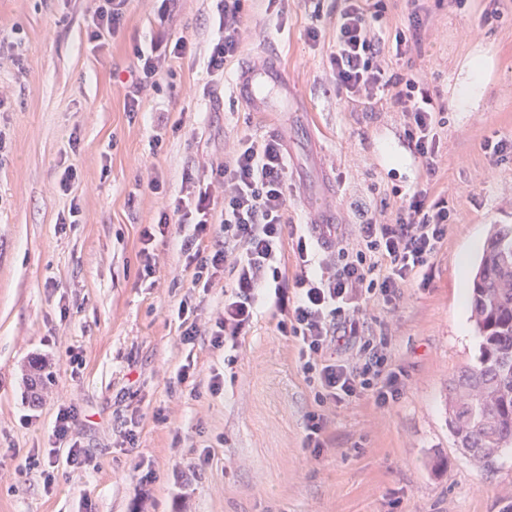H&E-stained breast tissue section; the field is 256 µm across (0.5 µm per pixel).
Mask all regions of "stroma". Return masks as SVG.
<instances>
[{
	"instance_id": "obj_1",
	"label": "stroma",
	"mask_w": 512,
	"mask_h": 512,
	"mask_svg": "<svg viewBox=\"0 0 512 512\" xmlns=\"http://www.w3.org/2000/svg\"><path fill=\"white\" fill-rule=\"evenodd\" d=\"M419 4L421 49L385 63L441 93L448 123L430 184L457 219L427 282H407L393 305L360 304L403 374L401 396L380 408L367 394L318 403L296 341L268 306L236 348L212 347L231 279L190 289L178 234L156 237L153 276H142L138 256L141 230L179 193L184 169L221 163L242 137L286 134L289 221L332 212L349 239L364 212L396 210L393 189L426 181L403 114L338 93L333 16L313 21L310 0H288L280 16L257 8L240 56L207 94L214 3L180 0L169 27L196 54L131 115V47L159 29L154 0H131L123 31L100 47L87 33L98 0H0V512H512V447L474 460L448 414L461 371L479 364L475 266L490 225H512V152L494 160L484 150L512 140V0H498L499 17L487 21L489 0ZM476 54L489 63L468 105L458 89ZM268 62L286 74L288 107L248 111L232 84L243 65ZM69 167L77 178L66 194ZM151 175L159 191L146 187ZM183 301L201 330L191 344L176 314ZM63 406L75 419L62 443L53 427ZM312 412L326 420L319 450L306 441ZM72 443L82 465L66 461Z\"/></svg>"
}]
</instances>
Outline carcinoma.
<instances>
[{
	"instance_id": "obj_1",
	"label": "carcinoma",
	"mask_w": 512,
	"mask_h": 512,
	"mask_svg": "<svg viewBox=\"0 0 512 512\" xmlns=\"http://www.w3.org/2000/svg\"><path fill=\"white\" fill-rule=\"evenodd\" d=\"M480 364L462 371L451 402L459 447L486 461L512 446V225L495 224L477 265L470 297Z\"/></svg>"
}]
</instances>
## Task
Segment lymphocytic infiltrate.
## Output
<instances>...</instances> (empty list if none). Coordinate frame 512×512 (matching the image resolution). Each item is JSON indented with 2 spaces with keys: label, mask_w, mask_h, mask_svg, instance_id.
Returning <instances> with one entry per match:
<instances>
[{
  "label": "lymphocytic infiltrate",
  "mask_w": 512,
  "mask_h": 512,
  "mask_svg": "<svg viewBox=\"0 0 512 512\" xmlns=\"http://www.w3.org/2000/svg\"><path fill=\"white\" fill-rule=\"evenodd\" d=\"M130 0H99L87 29L90 41L117 36L123 29ZM154 13L162 29L149 45L133 44V64L126 92L127 112L140 111L142 94L173 76L175 61L193 55L186 36L165 31L178 0H155ZM217 35L209 46L206 72L212 81L224 77L228 62L239 56L249 0H215ZM387 9L386 0H341L336 8V42L328 56L338 89L353 102L385 103L406 118L404 135L426 177L436 174L439 131L445 108L427 82L412 72H391L382 65L384 53L403 58L420 47L423 20L411 11L407 29L384 37L376 25ZM288 163L284 137L237 140L222 164L211 167L209 182L192 170L182 175L179 196L161 213L156 226L140 234L142 273L155 272L152 243L167 234L170 225L184 230L180 251L192 268L191 285L208 289L223 272L233 285L224 294V310L210 331L213 347L237 344L254 318L257 302L266 299L279 313L277 329L298 344L301 370L320 388L319 402H345L371 394L376 406H387L400 396V372L373 338L367 337L359 299L377 296L393 304L401 285L429 267L448 237L455 209L444 195H432L429 186L404 193L394 217L384 211L366 215L357 225L354 243H347L335 224H311L298 233L289 224ZM224 192L216 206L214 188ZM224 237L213 240V225ZM296 240L300 260L308 248L324 238L318 272H301L288 279L282 263L285 238ZM359 342L363 361L353 366L329 357L332 347Z\"/></svg>",
  "instance_id": "lymphocytic-infiltrate-1"
}]
</instances>
